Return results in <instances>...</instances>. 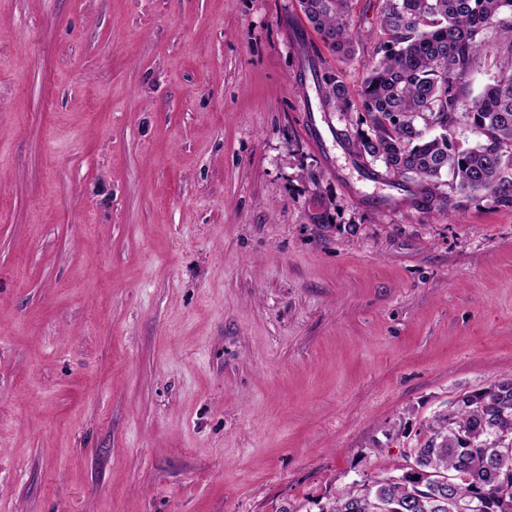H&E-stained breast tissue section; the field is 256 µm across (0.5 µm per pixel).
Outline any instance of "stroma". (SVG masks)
Here are the masks:
<instances>
[{"instance_id": "stroma-1", "label": "stroma", "mask_w": 512, "mask_h": 512, "mask_svg": "<svg viewBox=\"0 0 512 512\" xmlns=\"http://www.w3.org/2000/svg\"><path fill=\"white\" fill-rule=\"evenodd\" d=\"M382 4L0 0V512H321L512 376V208L336 140ZM301 10L325 47L334 54L350 57L354 39L345 14L349 0H299ZM313 74L321 93V105L324 109L345 112L348 109L349 90L338 75L319 72L312 64Z\"/></svg>"}]
</instances>
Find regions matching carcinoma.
<instances>
[{"label":"carcinoma","instance_id":"obj_1","mask_svg":"<svg viewBox=\"0 0 512 512\" xmlns=\"http://www.w3.org/2000/svg\"><path fill=\"white\" fill-rule=\"evenodd\" d=\"M325 47L351 56L349 0H299ZM383 41L362 90L352 155L375 180L416 184L414 206L433 196L444 173L453 195L491 194L512 208V0H384ZM500 35L493 85L469 96V76L488 56L487 32ZM324 109L345 112L349 90L313 70ZM470 120L475 144L452 136ZM381 163L384 172L371 168ZM512 379L463 394L428 423L427 438L404 455L399 477L361 481L322 512H512Z\"/></svg>","mask_w":512,"mask_h":512}]
</instances>
